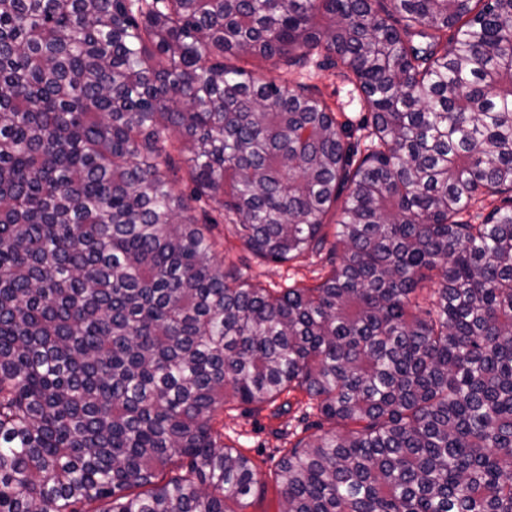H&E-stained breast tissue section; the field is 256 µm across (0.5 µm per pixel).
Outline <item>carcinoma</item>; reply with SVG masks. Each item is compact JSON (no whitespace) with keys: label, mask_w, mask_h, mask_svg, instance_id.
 <instances>
[{"label":"carcinoma","mask_w":512,"mask_h":512,"mask_svg":"<svg viewBox=\"0 0 512 512\" xmlns=\"http://www.w3.org/2000/svg\"><path fill=\"white\" fill-rule=\"evenodd\" d=\"M296 393L279 512H512V0H0V512H233ZM250 68L259 78H276L290 86L304 81L317 87L326 102L332 107L341 121H348L353 128L358 127L367 115L359 103L352 85L343 80L335 68H318L310 65L302 74L285 66L274 67L271 61L255 58ZM225 224H220L213 233L221 236V245L218 247V258L224 259V249L232 248V254L235 257H241L245 266H242L245 277H249L253 282H260L267 288H284L294 281H303L306 284H312L329 270L327 262L322 261L319 256H313L302 263H273L255 261L245 251L241 242L231 236H228L224 230ZM226 233V241L224 240ZM300 405L307 403L308 398L304 394L296 393L290 396L293 407L290 414L274 417L273 409L265 407L260 411L248 410L244 406H239L236 401L227 398L224 409L218 410L216 417V427L222 433L224 424V435L220 438V443L231 446L247 455L253 461L258 479L264 486V493L256 495L246 500L244 505L245 512H276L278 511L279 485L277 483V463L282 456L285 448H290L288 439L281 436L285 433L297 432L296 438L310 434H321L330 428L328 423H324L323 428L309 429L302 431L304 424L298 423L293 416L300 415L301 407L298 408L296 402ZM290 422V426L288 423ZM281 451V452H280Z\"/></svg>","instance_id":"carcinoma-1"}]
</instances>
